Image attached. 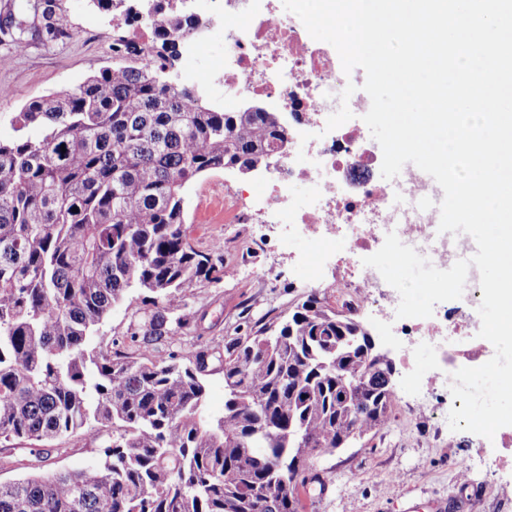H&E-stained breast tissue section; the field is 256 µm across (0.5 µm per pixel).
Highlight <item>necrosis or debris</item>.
I'll return each mask as SVG.
<instances>
[{
	"instance_id": "1",
	"label": "necrosis or debris",
	"mask_w": 512,
	"mask_h": 512,
	"mask_svg": "<svg viewBox=\"0 0 512 512\" xmlns=\"http://www.w3.org/2000/svg\"><path fill=\"white\" fill-rule=\"evenodd\" d=\"M269 2L196 0L198 10L224 30L214 82L223 89L225 111H235L239 101L260 99L269 111L285 107L290 112L282 169L274 177H259L251 199L279 215L289 233L308 240V269H319L336 256L337 245H344L361 264L351 310L375 308L390 316L399 305L398 292L386 290L379 272L362 264L383 245L382 230L400 226V240L440 269L459 259L469 237L447 236L433 224L423 205L426 186L418 167H409L392 185L372 178L379 152L350 121L356 86L338 53L314 40L299 18L277 14ZM214 82L205 76L194 85L206 89ZM397 331L411 342L433 341L435 362L449 375L462 361L479 366L488 360L485 348L471 343L470 326L450 316L444 305L432 317L402 319Z\"/></svg>"
}]
</instances>
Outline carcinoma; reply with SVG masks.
I'll list each match as a JSON object with an SVG mask.
<instances>
[{"label":"carcinoma","instance_id":"cac0c4a2","mask_svg":"<svg viewBox=\"0 0 512 512\" xmlns=\"http://www.w3.org/2000/svg\"><path fill=\"white\" fill-rule=\"evenodd\" d=\"M94 3L153 37L113 47L136 64L31 100L0 140V445L46 462L79 433L102 459L0 481V512H301L314 461L384 422L388 368L363 324L312 290L224 341V410H209L204 352L184 365L169 350L189 335L190 290L222 269L190 237L184 191L266 166L280 114L224 112L160 77L194 28L169 0ZM0 33L13 50L68 37L26 16ZM131 289L142 312L126 335L149 351L112 353L96 330Z\"/></svg>","mask_w":512,"mask_h":512}]
</instances>
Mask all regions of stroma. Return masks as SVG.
<instances>
[{
  "mask_svg": "<svg viewBox=\"0 0 512 512\" xmlns=\"http://www.w3.org/2000/svg\"><path fill=\"white\" fill-rule=\"evenodd\" d=\"M52 2L53 22L69 33L64 42L46 46L34 40L20 53L0 45V89L7 91L0 96L1 140L14 137L11 119L29 101L63 86L81 85L91 70L123 63L112 50L110 13L89 0ZM250 182V175L224 169L207 173L186 189L187 224L194 242L202 250L220 244L224 277L195 289L186 311L192 334L171 346L183 358L223 348L225 339L246 334L258 319L274 317L309 291L311 273L301 264L308 248L304 239L280 245L279 225L254 212L248 223H225V209H247ZM139 306L132 295L111 312L99 330L104 344L137 351L125 332ZM362 323L394 361L390 414L377 430L317 459L315 469L327 486H311L304 512H407L417 500L440 501L444 512H512V500L500 497L502 487H512V450L502 448L497 438L451 431L442 421L443 413L461 408L462 402L453 399L448 383L429 378L432 345L417 342L408 359L390 323L376 316ZM422 396L434 405V412L418 409ZM4 454L10 463L0 468L2 481L45 466L77 469L101 460L97 444L79 434L56 442L45 463L24 444Z\"/></svg>",
  "mask_w": 512,
  "mask_h": 512,
  "instance_id": "stroma-1",
  "label": "stroma"
}]
</instances>
